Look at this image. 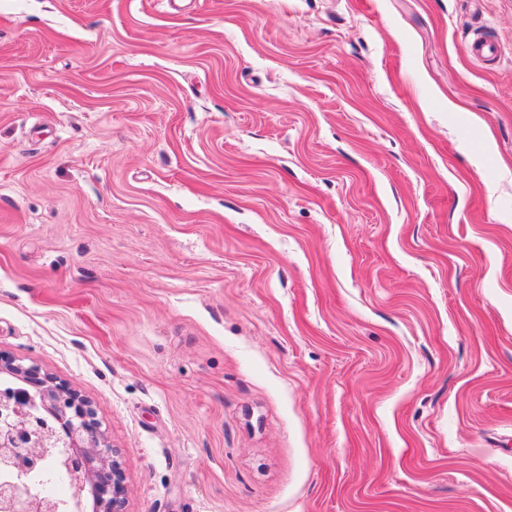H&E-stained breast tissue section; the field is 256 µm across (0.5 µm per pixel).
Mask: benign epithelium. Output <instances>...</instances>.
Returning a JSON list of instances; mask_svg holds the SVG:
<instances>
[{
	"instance_id": "obj_1",
	"label": "benign epithelium",
	"mask_w": 512,
	"mask_h": 512,
	"mask_svg": "<svg viewBox=\"0 0 512 512\" xmlns=\"http://www.w3.org/2000/svg\"><path fill=\"white\" fill-rule=\"evenodd\" d=\"M0 374L22 382L0 387V469L15 474L0 480V512H29L38 500L50 512L57 509L30 483L50 452L37 446L49 437L66 450L64 463L75 485L70 512H86L89 498L92 512H125V476L90 401L8 352L0 351Z\"/></svg>"
}]
</instances>
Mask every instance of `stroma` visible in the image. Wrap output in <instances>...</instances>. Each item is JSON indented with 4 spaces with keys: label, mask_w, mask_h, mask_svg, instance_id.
Masks as SVG:
<instances>
[{
    "label": "stroma",
    "mask_w": 512,
    "mask_h": 512,
    "mask_svg": "<svg viewBox=\"0 0 512 512\" xmlns=\"http://www.w3.org/2000/svg\"><path fill=\"white\" fill-rule=\"evenodd\" d=\"M0 350L126 512H512V0H0Z\"/></svg>",
    "instance_id": "1"
}]
</instances>
